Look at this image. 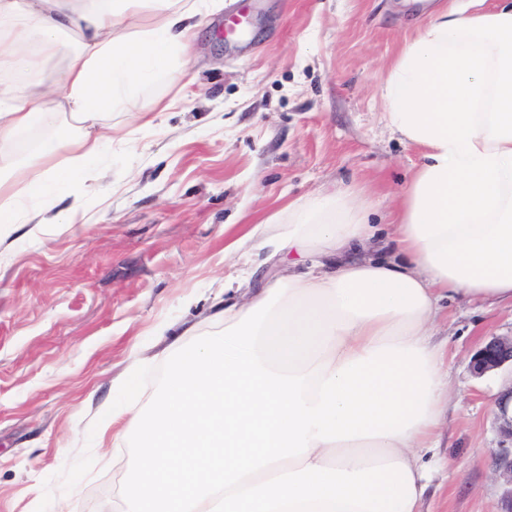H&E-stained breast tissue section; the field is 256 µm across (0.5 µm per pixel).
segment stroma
Returning <instances> with one entry per match:
<instances>
[{"label": "stroma", "mask_w": 512, "mask_h": 512, "mask_svg": "<svg viewBox=\"0 0 512 512\" xmlns=\"http://www.w3.org/2000/svg\"><path fill=\"white\" fill-rule=\"evenodd\" d=\"M192 37L191 78L149 85L174 105L140 126L112 114L98 159L107 188L75 178L67 224L20 226L0 245V512H35L45 491L66 512H122L127 449L90 437L128 373L158 367L183 329L224 308V277L265 266L225 259L229 225L267 223L289 203L353 191L386 224L420 161L392 135L381 88L421 0H223ZM242 35H226L232 18ZM451 396L427 512H503L490 454L494 398L512 370L475 376L472 354L512 335V305L447 300ZM90 450L72 491L57 474Z\"/></svg>", "instance_id": "1"}]
</instances>
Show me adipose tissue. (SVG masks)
Instances as JSON below:
<instances>
[{"instance_id": "ef3b65f1", "label": "adipose tissue", "mask_w": 512, "mask_h": 512, "mask_svg": "<svg viewBox=\"0 0 512 512\" xmlns=\"http://www.w3.org/2000/svg\"><path fill=\"white\" fill-rule=\"evenodd\" d=\"M211 0H0V159L24 132L45 138L40 156L67 154L65 165L33 176L6 162L0 176V240L18 224L64 223L63 188L80 176L99 187L94 166L107 118L156 111L144 89L161 77L185 78L193 30ZM64 54L46 80L43 62ZM385 120L422 150L390 224L369 223L348 195L293 202L284 232L255 224L225 255L270 248L262 286L244 276L224 282V323L238 322L276 282L282 308L316 309L327 335L302 372L331 370L375 348H420L434 385L427 415L404 436L324 443L246 475L258 485L306 465L353 470L400 462L415 495L404 512H423L433 474L447 472L437 451L448 405V349L432 328L449 298L512 301V0L493 8L440 7L418 25L381 90Z\"/></svg>"}]
</instances>
